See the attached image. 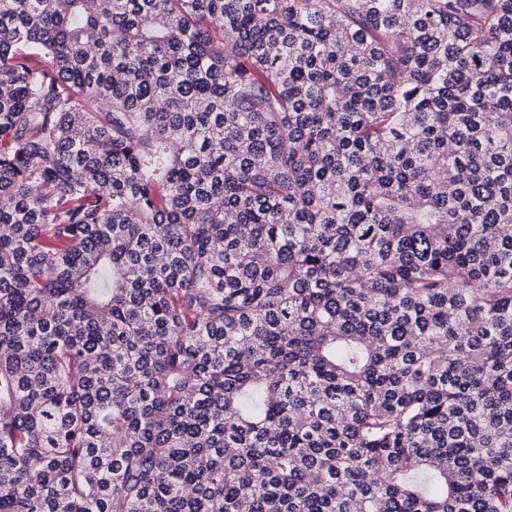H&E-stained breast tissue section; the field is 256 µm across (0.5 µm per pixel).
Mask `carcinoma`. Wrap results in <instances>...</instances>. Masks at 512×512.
<instances>
[{
	"label": "carcinoma",
	"mask_w": 512,
	"mask_h": 512,
	"mask_svg": "<svg viewBox=\"0 0 512 512\" xmlns=\"http://www.w3.org/2000/svg\"><path fill=\"white\" fill-rule=\"evenodd\" d=\"M0 512H512V0H0Z\"/></svg>",
	"instance_id": "1"
}]
</instances>
